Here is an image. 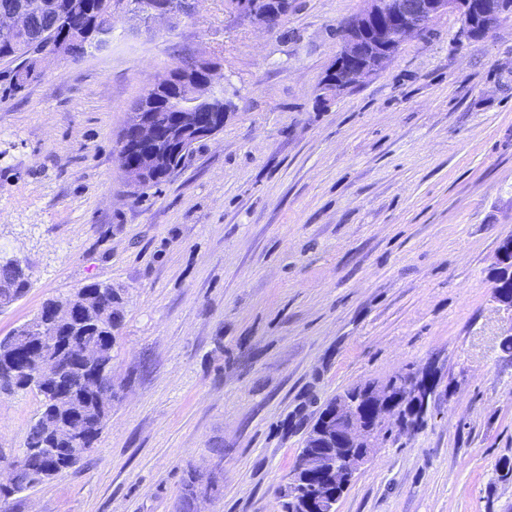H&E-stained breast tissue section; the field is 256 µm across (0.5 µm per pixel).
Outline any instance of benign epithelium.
<instances>
[{"label": "benign epithelium", "instance_id": "benign-epithelium-1", "mask_svg": "<svg viewBox=\"0 0 512 512\" xmlns=\"http://www.w3.org/2000/svg\"><path fill=\"white\" fill-rule=\"evenodd\" d=\"M237 11L264 28L273 20L288 15L292 0H232ZM368 7L344 27L343 47L325 80V89L342 93L361 79L379 71L396 55L402 42L422 33L437 16L455 12L465 22L463 36L471 39L476 30L496 26L505 15L499 0H366ZM139 18L145 24L165 23L171 27L188 18L192 0H98L95 37L85 30H71L59 39L49 52L32 55L34 64L22 78H32L46 60L65 62L75 53L100 52L112 43V19L115 6ZM29 31V15L25 4L13 0L0 7V35L25 44ZM215 64L206 60L191 78L177 80L173 72L151 85L141 98V105L128 113L125 129L130 132L131 149L140 152L137 160L122 164L130 183L139 187L160 171L156 145L167 136L176 150L186 151L197 140L218 132L209 115L199 110L201 101L213 96ZM163 104L177 112L174 126L166 128L157 106ZM494 298L512 312V234L501 239L495 267ZM79 309L69 300H55L44 306L30 321L14 329L10 344L0 348V365L10 367L14 348L36 336L50 343L56 340L53 330L72 323ZM106 349L100 344H84L79 358L89 369L104 362ZM61 358L53 350L42 349L34 360L31 381L40 382L59 373ZM427 382L409 375L397 376L384 384L366 383L353 393L332 399L324 410L316 429L308 430L302 440L297 461L288 476L284 492L288 494L291 512H336V504L353 481L360 467L375 449L377 435L389 424L399 406L415 404L423 397ZM88 421L76 411L64 421L47 423L48 436L64 434L68 448L54 449L55 457L74 466L77 454L87 437ZM20 466L0 467V489L9 491L19 485Z\"/></svg>", "mask_w": 512, "mask_h": 512}]
</instances>
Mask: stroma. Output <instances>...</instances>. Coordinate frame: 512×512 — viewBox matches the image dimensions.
<instances>
[{"label":"stroma","mask_w":512,"mask_h":512,"mask_svg":"<svg viewBox=\"0 0 512 512\" xmlns=\"http://www.w3.org/2000/svg\"><path fill=\"white\" fill-rule=\"evenodd\" d=\"M365 0H293L274 29L196 0L172 31L117 12L112 45L0 64V255L31 268L0 336L93 282L125 293L112 415L87 461L12 512H280L300 446L337 394L408 371L434 392L391 426L337 512H512V326L489 271L512 233V17L480 40L436 18L353 89L324 77ZM206 57L224 126L133 188L117 137L145 90ZM41 401L0 392V453Z\"/></svg>","instance_id":"stroma-1"}]
</instances>
